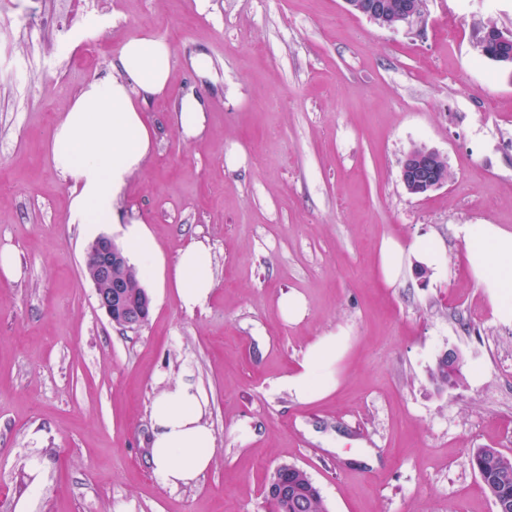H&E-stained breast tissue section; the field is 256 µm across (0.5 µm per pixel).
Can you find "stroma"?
<instances>
[{"mask_svg":"<svg viewBox=\"0 0 512 512\" xmlns=\"http://www.w3.org/2000/svg\"><path fill=\"white\" fill-rule=\"evenodd\" d=\"M491 24L512 31V0H424L394 29L345 0H0V249L21 269L0 275V512H269L283 464L328 512H495L469 457L512 452V325L462 242L468 224L512 227V68L480 51ZM145 33L173 49L171 88L145 106L150 151L115 223H69L54 122ZM188 90L205 116L190 138ZM419 146L451 172L423 198L399 179ZM133 223L156 242V276L141 282L147 324L124 330L99 309L85 252L102 234L125 244ZM418 236L444 243V270L386 285L382 240ZM190 242L215 279L191 311L170 283ZM291 292L297 323L278 309ZM331 332L336 389L299 401L280 381ZM448 349L462 375L439 385ZM186 371L216 453L171 489L152 472L150 413ZM278 305L283 319L288 323H297L305 315L306 304L300 294L282 297L279 299Z\"/></svg>","mask_w":512,"mask_h":512,"instance_id":"stroma-1","label":"stroma"}]
</instances>
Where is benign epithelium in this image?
Masks as SVG:
<instances>
[{
    "label": "benign epithelium",
    "instance_id": "7a95c632",
    "mask_svg": "<svg viewBox=\"0 0 512 512\" xmlns=\"http://www.w3.org/2000/svg\"><path fill=\"white\" fill-rule=\"evenodd\" d=\"M349 10H356L379 25L394 29L409 22L421 12L420 0H403L398 9L392 11L384 0H346ZM483 56L499 63L512 61V32L488 27L479 41ZM442 155L432 149L417 147L405 157L400 179L406 191L415 197H426L449 183L439 173L438 162ZM93 264V282L96 287L97 303L113 324L135 330L147 323L151 298L147 293L134 297L125 280L116 275V270L125 265L126 259L115 248L112 237L100 235L87 250ZM276 469L272 480L265 489L268 497L288 500V485Z\"/></svg>",
    "mask_w": 512,
    "mask_h": 512
}]
</instances>
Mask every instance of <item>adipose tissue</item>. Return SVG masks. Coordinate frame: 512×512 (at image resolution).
Returning <instances> with one entry per match:
<instances>
[{
    "instance_id": "obj_1",
    "label": "adipose tissue",
    "mask_w": 512,
    "mask_h": 512,
    "mask_svg": "<svg viewBox=\"0 0 512 512\" xmlns=\"http://www.w3.org/2000/svg\"><path fill=\"white\" fill-rule=\"evenodd\" d=\"M171 61L166 40L151 34L130 38L116 57V75L87 81L62 113L52 134L51 153L55 168L71 182V223L114 222V202L150 149L143 105L168 87ZM464 248L475 287L486 294L498 321L512 325V230L499 224L467 225ZM414 263L442 270V243L431 237H417L406 245L383 240L380 267L386 284L397 281L403 265ZM173 284L184 308L206 304L214 291L210 251L199 244L182 249ZM335 363V335L319 337L310 344L299 370L281 384L303 401L324 398L336 389ZM207 406L204 391L184 375L154 403L150 462L164 486L195 484L210 469L215 436L204 420Z\"/></svg>"
}]
</instances>
